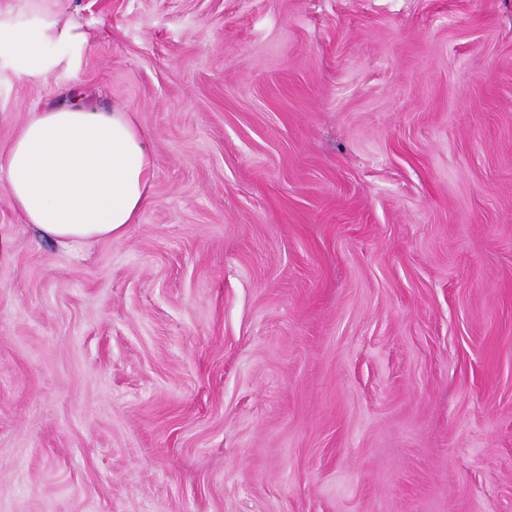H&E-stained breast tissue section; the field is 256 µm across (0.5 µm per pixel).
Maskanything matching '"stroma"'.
I'll return each mask as SVG.
<instances>
[{
    "mask_svg": "<svg viewBox=\"0 0 512 512\" xmlns=\"http://www.w3.org/2000/svg\"><path fill=\"white\" fill-rule=\"evenodd\" d=\"M29 113L135 115L80 257L0 170V512H512V0H52Z\"/></svg>",
    "mask_w": 512,
    "mask_h": 512,
    "instance_id": "obj_1",
    "label": "stroma"
}]
</instances>
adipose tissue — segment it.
<instances>
[{
	"mask_svg": "<svg viewBox=\"0 0 512 512\" xmlns=\"http://www.w3.org/2000/svg\"><path fill=\"white\" fill-rule=\"evenodd\" d=\"M31 20L0 25V48L16 60L19 76L45 72L43 47L77 40L49 8L25 0ZM0 164L5 191L23 223L70 251L124 236L150 202L154 160L146 134L130 112L80 106L30 113Z\"/></svg>",
	"mask_w": 512,
	"mask_h": 512,
	"instance_id": "ef3b65f1",
	"label": "adipose tissue"
}]
</instances>
